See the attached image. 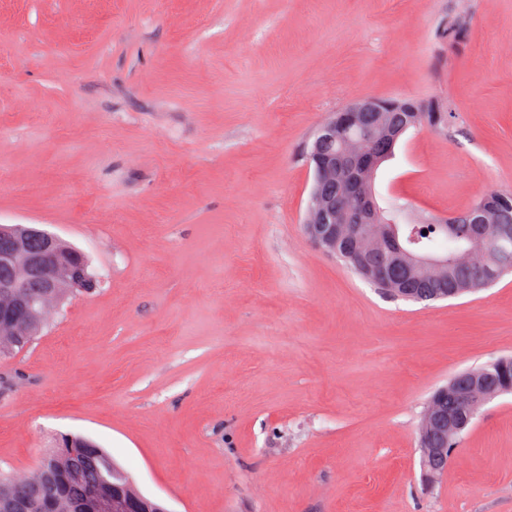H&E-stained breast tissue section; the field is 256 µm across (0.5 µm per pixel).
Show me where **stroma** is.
Returning a JSON list of instances; mask_svg holds the SVG:
<instances>
[{"mask_svg": "<svg viewBox=\"0 0 512 512\" xmlns=\"http://www.w3.org/2000/svg\"><path fill=\"white\" fill-rule=\"evenodd\" d=\"M412 99L377 196L410 219L512 194V0H0V224L98 279L0 358V469L65 434L169 512H512V395L427 482L417 428L512 356V274L425 305L302 229L332 113Z\"/></svg>", "mask_w": 512, "mask_h": 512, "instance_id": "1", "label": "stroma"}]
</instances>
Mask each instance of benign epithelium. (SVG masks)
Segmentation results:
<instances>
[{
    "mask_svg": "<svg viewBox=\"0 0 512 512\" xmlns=\"http://www.w3.org/2000/svg\"><path fill=\"white\" fill-rule=\"evenodd\" d=\"M398 103L367 98L356 101L316 131L311 157L314 161L313 184L307 207L304 232L321 250L341 256H355L349 241L368 244V253L381 255L386 248L400 249L402 254L390 256V269L382 272L383 284L401 293H408L411 274L418 268H432L445 274L448 259L420 250L401 249L397 238L385 228L387 219L367 183L369 174L387 154L372 149L379 142L394 144L405 129L417 123L418 114L403 107L407 120L395 124L390 113ZM381 117L371 127L367 116ZM358 193L361 218L352 220L349 197L336 192L341 185ZM451 231L472 250L483 248L486 228L496 225L502 236L512 234V225L502 221L501 213L492 206H481L448 217ZM403 272L397 278L391 267ZM93 286L80 265L68 259L61 240L46 231L21 225L0 224V326L21 324L25 335L36 336L44 323L43 309L48 304L62 305L68 297ZM503 394V391L479 372L452 377L448 385L431 397L425 411L420 433L424 443L423 460L430 466L429 478L441 477L451 460L448 438L453 431L471 425L480 406ZM81 508L85 512H168L155 500L142 494L133 480L119 486L101 480L81 491Z\"/></svg>",
    "mask_w": 512,
    "mask_h": 512,
    "instance_id": "7a95c632",
    "label": "benign epithelium"
}]
</instances>
